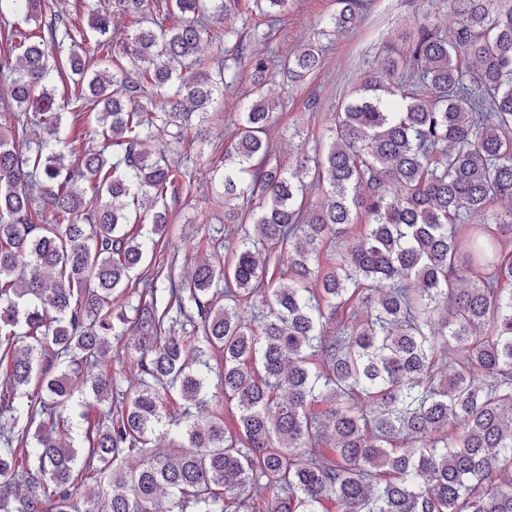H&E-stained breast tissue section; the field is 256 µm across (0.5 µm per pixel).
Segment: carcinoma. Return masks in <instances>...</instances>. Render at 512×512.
<instances>
[{
    "instance_id": "cac0c4a2",
    "label": "carcinoma",
    "mask_w": 512,
    "mask_h": 512,
    "mask_svg": "<svg viewBox=\"0 0 512 512\" xmlns=\"http://www.w3.org/2000/svg\"><path fill=\"white\" fill-rule=\"evenodd\" d=\"M339 3L334 31L365 7ZM240 4L98 2L112 55L92 58L41 0H0V17L47 32L0 62V512H99L104 497L108 512H512V0H448L455 27H419L337 113L325 152L290 168L273 65L246 53ZM323 52L278 60L282 85ZM63 58L78 76L66 106L96 147L62 137ZM242 73L251 103L218 178L240 237L177 282L152 259L186 173L157 132L205 136ZM122 338L127 388L102 362Z\"/></svg>"
}]
</instances>
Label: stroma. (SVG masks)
Listing matches in <instances>:
<instances>
[{
    "instance_id": "obj_1",
    "label": "stroma",
    "mask_w": 512,
    "mask_h": 512,
    "mask_svg": "<svg viewBox=\"0 0 512 512\" xmlns=\"http://www.w3.org/2000/svg\"><path fill=\"white\" fill-rule=\"evenodd\" d=\"M339 8L338 0H288L277 23L264 16L249 17L248 27L264 31L249 40V51L269 59L282 58L289 50L319 38L325 21ZM431 23L441 30L453 27L454 19L442 0H371L369 10L355 27L322 39L327 50L322 66L305 81L290 86L278 116L277 160L293 163L301 152L321 148L336 112L384 58L404 49L418 26ZM249 81L241 79L224 98L208 123L206 141L186 136L178 148L184 169L191 175L190 188L168 194L172 228L160 247V257L174 263L176 279L187 277L209 250L212 240H235V228L224 223V201L215 193L210 177L222 166L224 146L249 103Z\"/></svg>"
}]
</instances>
